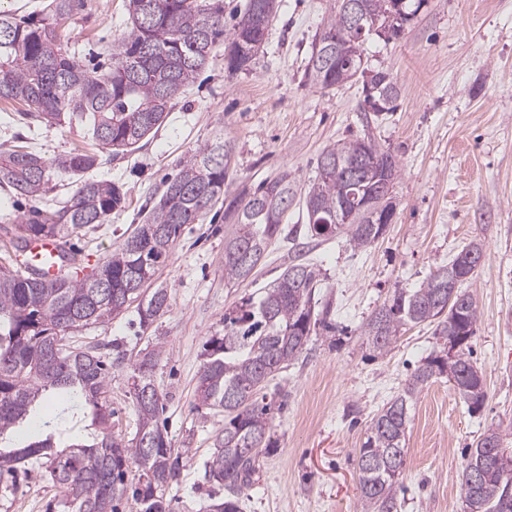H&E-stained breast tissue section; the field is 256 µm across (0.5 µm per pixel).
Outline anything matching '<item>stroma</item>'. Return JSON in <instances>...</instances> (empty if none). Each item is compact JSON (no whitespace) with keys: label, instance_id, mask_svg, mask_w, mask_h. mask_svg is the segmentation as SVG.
I'll use <instances>...</instances> for the list:
<instances>
[{"label":"stroma","instance_id":"1","mask_svg":"<svg viewBox=\"0 0 512 512\" xmlns=\"http://www.w3.org/2000/svg\"><path fill=\"white\" fill-rule=\"evenodd\" d=\"M127 3L82 0L57 25L58 45L85 68L108 69L113 42L128 31ZM335 8L336 0H281L249 70L228 75L224 48L216 46L159 129L131 152L101 150V164L90 173L119 182L125 203L106 223L72 235L89 269L143 223L167 177L217 141L234 144L236 188L286 171L297 190L307 189L321 150L343 138L371 137L402 163L394 220L367 249L342 237H307L297 201L286 237L269 246L247 280L228 284L219 203L187 225L156 275L170 295L166 313L144 329L132 307L75 332V345L97 347L110 359L125 355L112 371L108 399L112 429L127 439L137 430L131 364L162 343L153 379L163 419L173 446L193 451L166 495L171 512H205L214 491L204 462L224 415L196 408L205 342L223 331L228 309L259 296L298 259L320 271L316 297L326 323L279 377L288 400L274 413V449L243 512H358L356 455L369 421L440 344L432 327L409 325L381 355L360 328L396 289L418 286L473 241L483 244L485 259L463 285L480 314L468 352L483 373L487 399L479 413H469L441 377L413 401L400 512H466L461 472L474 440L491 426L512 432V0H428L399 39L371 38L367 68L389 71L398 90L395 111L379 115L364 111L362 84L320 90L305 83L314 35ZM90 144L88 129L68 120L46 125L14 108L0 110V152L27 146L56 157ZM33 206L0 186V262L19 249L16 226ZM59 499L52 482L34 475L17 491L0 488V512H62Z\"/></svg>","mask_w":512,"mask_h":512}]
</instances>
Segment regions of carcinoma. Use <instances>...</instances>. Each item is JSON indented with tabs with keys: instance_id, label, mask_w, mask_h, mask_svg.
Instances as JSON below:
<instances>
[{
	"instance_id": "obj_1",
	"label": "carcinoma",
	"mask_w": 512,
	"mask_h": 512,
	"mask_svg": "<svg viewBox=\"0 0 512 512\" xmlns=\"http://www.w3.org/2000/svg\"><path fill=\"white\" fill-rule=\"evenodd\" d=\"M76 0H50L42 17L16 18L0 12V104L33 108L29 116L50 122L65 115L88 127L103 149L117 156L133 148L166 119L176 95L193 83L206 63L200 50L218 44L243 45L253 62L267 31L250 33L242 20L262 9L271 22L278 0H248L231 30L224 28V0H128L130 32L112 45L106 73L83 69L56 44V25L71 16ZM399 19L387 40L399 38L427 0H401ZM369 33L348 21L342 8L323 22L312 43L305 73L313 88L329 90L352 76L364 60ZM347 50L351 68L318 61L325 41ZM377 92L369 102L376 114L391 112L397 99L389 72L376 70ZM231 142H216L186 160L166 184L159 203L95 273L47 278L25 266L0 265V484L18 489V473L37 469L62 494L64 512H167L166 489L180 482L192 456L175 448L157 424L159 391L152 373L162 346L136 359L133 390L138 415L134 438L112 432L107 400L109 365L93 347L67 343V334L104 324L138 302L146 327L169 307L167 289L142 297L157 267L168 258L185 224H194L217 201H224V282L249 278L271 242L284 232L283 219L295 198L294 179L283 171L255 190L229 189ZM330 161L334 171L317 173L305 192L307 234L344 236L363 250L379 238V225L361 208L379 180L393 184L401 175L397 155L369 139L338 140L325 146L317 166ZM99 164V155L75 149L55 158L20 146L0 154V180L16 195L39 200L51 169L81 175ZM121 187L107 180L82 179L59 208H34L18 226L20 239L68 237L92 224H103L122 207ZM482 247L470 242L448 264L432 270L416 288H400L376 308L361 328L380 353L389 352L410 324L435 327L443 339L441 354L431 356L370 420L357 456L359 512H398L410 403L435 379L448 378L471 412L482 409L486 390L482 373L463 352L476 332L479 313L459 278L462 254ZM320 276L311 263L292 262L264 289L224 314V333L204 345L197 383L198 405L224 413V428L214 438L205 462V478L224 489L207 512H242L244 495L256 482L260 459L273 448L270 408L257 392L288 368L307 346L318 323L315 288ZM455 342L448 362V341ZM62 405L58 416H41L35 439L23 447L3 440L46 402ZM80 411L94 432L76 440L60 429L61 415ZM509 434L489 427L477 438L461 473L468 512H512V468L499 460L512 454Z\"/></svg>"
}]
</instances>
